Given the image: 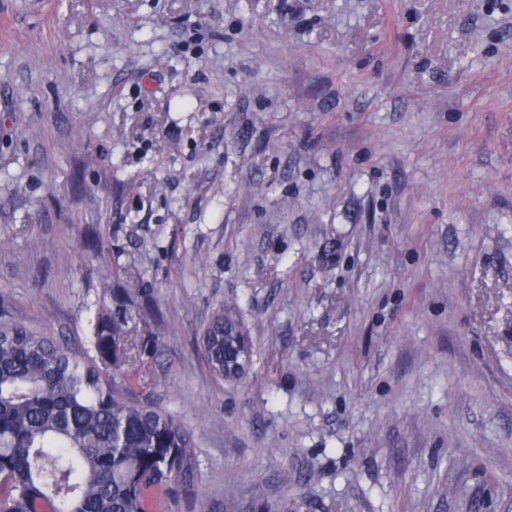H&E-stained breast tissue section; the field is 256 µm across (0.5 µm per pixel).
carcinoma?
I'll return each instance as SVG.
<instances>
[{
    "mask_svg": "<svg viewBox=\"0 0 512 512\" xmlns=\"http://www.w3.org/2000/svg\"><path fill=\"white\" fill-rule=\"evenodd\" d=\"M130 298L112 294L80 358L23 326L0 328V512H152L175 488L195 491L192 433L135 397L145 350L128 327ZM201 351L224 378V308Z\"/></svg>",
    "mask_w": 512,
    "mask_h": 512,
    "instance_id": "1",
    "label": "carcinoma"
}]
</instances>
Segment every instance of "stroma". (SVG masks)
Wrapping results in <instances>:
<instances>
[{"label": "stroma", "mask_w": 512, "mask_h": 512, "mask_svg": "<svg viewBox=\"0 0 512 512\" xmlns=\"http://www.w3.org/2000/svg\"><path fill=\"white\" fill-rule=\"evenodd\" d=\"M116 288L159 512H512V0H0V326ZM224 307L217 309L210 321L202 328L200 332V348L203 352L206 363L212 374L223 379L228 373L226 362H230L229 376L231 379L237 378L246 368L250 359L249 344L241 352L238 364L231 361L240 345L234 341V345L224 341Z\"/></svg>", "instance_id": "1"}]
</instances>
